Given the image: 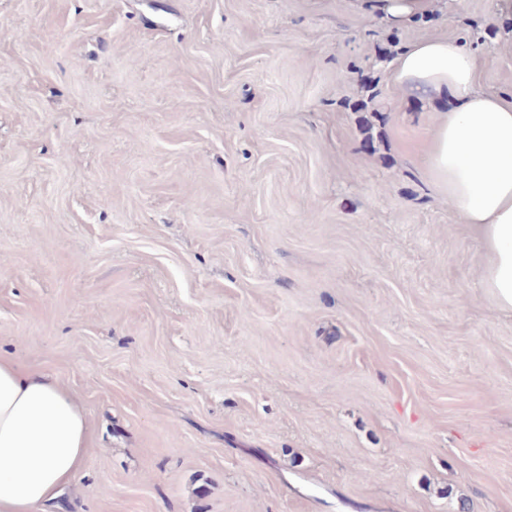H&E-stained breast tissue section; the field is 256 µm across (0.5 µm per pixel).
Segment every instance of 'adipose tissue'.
Instances as JSON below:
<instances>
[{"label": "adipose tissue", "instance_id": "1", "mask_svg": "<svg viewBox=\"0 0 512 512\" xmlns=\"http://www.w3.org/2000/svg\"><path fill=\"white\" fill-rule=\"evenodd\" d=\"M383 26L433 13L439 0H360ZM403 94L440 114L426 176L477 234L488 261L481 283L512 313V100L478 85L465 42L430 38L393 64ZM86 418L51 375L0 356V512H62L87 448Z\"/></svg>", "mask_w": 512, "mask_h": 512}]
</instances>
